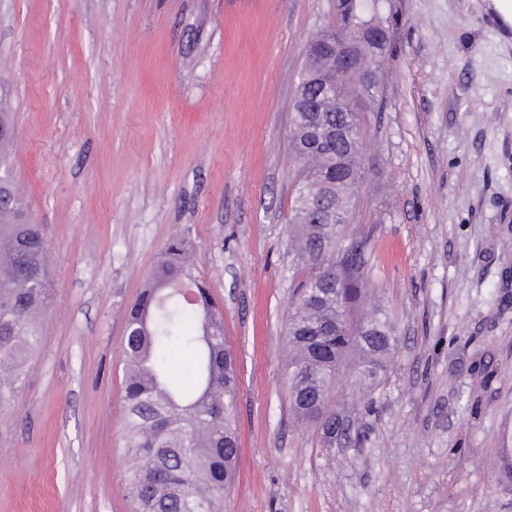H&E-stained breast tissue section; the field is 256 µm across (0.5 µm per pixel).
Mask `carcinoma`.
<instances>
[{"mask_svg":"<svg viewBox=\"0 0 512 512\" xmlns=\"http://www.w3.org/2000/svg\"><path fill=\"white\" fill-rule=\"evenodd\" d=\"M387 0H338V29L313 37H351L371 46L363 23H385ZM335 96L321 100L320 117L344 119L336 98L354 103L348 85L328 73ZM309 120L295 112L290 133L297 167L292 221L302 277L288 304V395L303 424L314 423L331 447L344 436L345 416L329 408L342 368L350 366L363 407L386 371L396 347L395 328L382 306L360 317L371 289L363 278L367 241L345 236L362 180L363 139L307 138ZM190 244L172 236L165 258L145 279L124 329V409L132 463L125 476L133 512H214L234 481L239 457L234 409L239 393L236 364L224 338V313L204 281L192 275ZM49 246L38 225L20 222V211L0 206V398L13 393L21 367L40 336L49 300ZM189 362L190 383L175 372Z\"/></svg>","mask_w":512,"mask_h":512,"instance_id":"carcinoma-1","label":"carcinoma"}]
</instances>
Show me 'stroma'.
Instances as JSON below:
<instances>
[{
  "label": "stroma",
  "mask_w": 512,
  "mask_h": 512,
  "mask_svg": "<svg viewBox=\"0 0 512 512\" xmlns=\"http://www.w3.org/2000/svg\"><path fill=\"white\" fill-rule=\"evenodd\" d=\"M489 0H391L347 232L396 328L358 439L288 399L300 273L290 129L334 0H0L10 167L50 303L0 399V512H129L126 314L174 230L224 312L239 460L217 512H512V26Z\"/></svg>",
  "instance_id": "35a3bbf8"
}]
</instances>
